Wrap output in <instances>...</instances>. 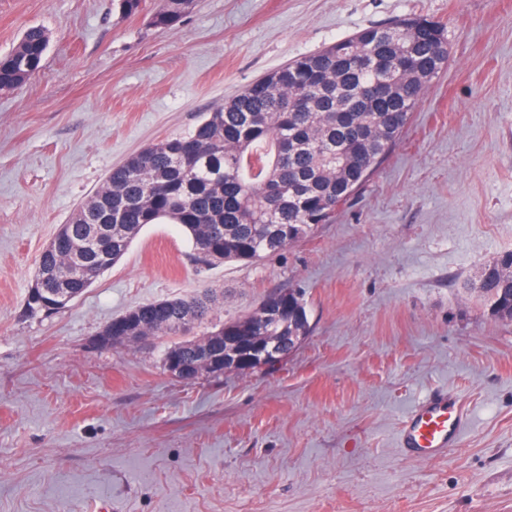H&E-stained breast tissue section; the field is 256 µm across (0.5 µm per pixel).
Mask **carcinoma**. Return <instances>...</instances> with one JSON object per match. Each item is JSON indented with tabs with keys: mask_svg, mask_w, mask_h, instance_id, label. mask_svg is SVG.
Wrapping results in <instances>:
<instances>
[{
	"mask_svg": "<svg viewBox=\"0 0 512 512\" xmlns=\"http://www.w3.org/2000/svg\"><path fill=\"white\" fill-rule=\"evenodd\" d=\"M195 0H163L154 26L172 29ZM448 33L426 18H405L363 29L302 56L245 86L207 113L188 135L165 139L112 170L107 181L59 228L78 244L98 233L102 255L119 261L147 224L181 225L208 264L254 263L277 254L325 224L374 173L400 139L417 104L448 65ZM49 34L28 27L0 57V90L27 83L42 67ZM38 267L43 287L81 296L67 246L46 248ZM477 290L488 306L512 300V252L484 265ZM308 308L303 293L267 295ZM211 311L204 290L190 297L133 308L101 331L106 336L167 337L162 362L175 356L195 370L224 356L227 326L244 336H266L261 307L185 339V323L201 324Z\"/></svg>",
	"mask_w": 512,
	"mask_h": 512,
	"instance_id": "cac0c4a2",
	"label": "carcinoma"
}]
</instances>
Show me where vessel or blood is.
I'll list each match as a JSON object with an SVG mask.
<instances>
[{
  "mask_svg": "<svg viewBox=\"0 0 512 512\" xmlns=\"http://www.w3.org/2000/svg\"><path fill=\"white\" fill-rule=\"evenodd\" d=\"M468 411L454 395L435 392L418 402L406 415L399 442L412 457L437 460L459 442Z\"/></svg>",
  "mask_w": 512,
  "mask_h": 512,
  "instance_id": "obj_1",
  "label": "vessel or blood"
}]
</instances>
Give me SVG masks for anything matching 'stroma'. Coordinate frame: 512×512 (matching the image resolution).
<instances>
[{
  "mask_svg": "<svg viewBox=\"0 0 512 512\" xmlns=\"http://www.w3.org/2000/svg\"><path fill=\"white\" fill-rule=\"evenodd\" d=\"M0 0V55L50 34L0 91V512H512V321L472 286L512 251V0ZM421 16L448 66L330 223L251 265L193 259L145 226L66 308L30 317L40 254L129 155L191 133L244 86L355 32ZM220 292L246 314L296 288L310 332L273 368L184 382L152 342L96 345L127 310ZM445 390L471 421L447 457L407 456L406 412ZM153 12L151 22L154 26L172 29L180 25L184 18L192 12L195 0H161ZM48 46L49 34L43 27H28L16 46L0 57V90L15 89L38 73Z\"/></svg>",
  "mask_w": 512,
  "mask_h": 512,
  "instance_id": "stroma-1",
  "label": "stroma"
}]
</instances>
